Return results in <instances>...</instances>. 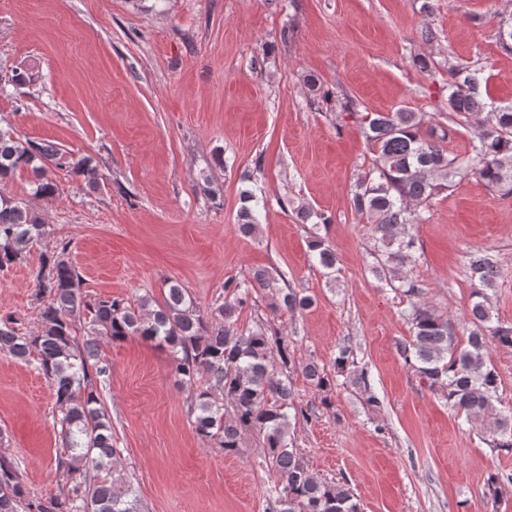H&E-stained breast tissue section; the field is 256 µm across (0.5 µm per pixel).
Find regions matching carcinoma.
I'll use <instances>...</instances> for the list:
<instances>
[{"label":"carcinoma","instance_id":"1","mask_svg":"<svg viewBox=\"0 0 512 512\" xmlns=\"http://www.w3.org/2000/svg\"><path fill=\"white\" fill-rule=\"evenodd\" d=\"M498 41L512 51V13L501 17ZM448 77V119L453 124L468 125L492 108V124L479 130L463 154L448 151L449 131L431 124L427 112L400 107L361 117L374 159L356 180L352 206L369 220L375 271L388 273L390 287L410 298L422 288L403 271L416 248L405 226L422 223L434 196L469 173L491 189L512 192V101H487L481 92L487 78L475 65L450 61ZM65 164L88 185L97 183L93 157L68 160L57 145L23 139L13 126L0 125V187L27 170L35 194L52 198L59 191L53 169ZM239 201L238 230L251 236L265 210L255 179L243 185ZM51 233V225L25 201L0 191V271L27 260ZM310 249L325 275L332 276L336 254L331 246L318 237ZM466 269L475 297L466 341L457 339L446 316L425 302H413L405 313L412 336L398 343L397 352L429 389L478 430L486 425L499 390L489 347L512 348V324H492L487 306V291L499 275L496 258L471 250ZM33 281L39 328L27 333L15 314L0 313V353L34 359L36 370L50 383L63 444L57 468L67 482L48 497L32 496L17 464L0 455V512H143L135 488L117 469L112 418L102 405L110 365L102 357L101 340L129 336L156 340L169 349L177 384L191 389L189 414L202 441L237 454L245 435L256 436L262 463L276 477L267 489L274 512H360L349 488L311 472L296 448L292 426L297 417H307L296 402L294 373L301 371L323 393L332 389L336 375L314 361L297 367L288 341L268 335L262 319L251 326L238 323L239 310L251 300L269 296L273 311L295 314L311 305L309 296L277 287V279L258 269L248 278L224 283V295L204 312L174 280L165 283L168 291L161 302L148 291L134 302L112 296L91 300L66 243L39 254ZM491 432V447L512 450V410L497 414Z\"/></svg>","mask_w":512,"mask_h":512}]
</instances>
